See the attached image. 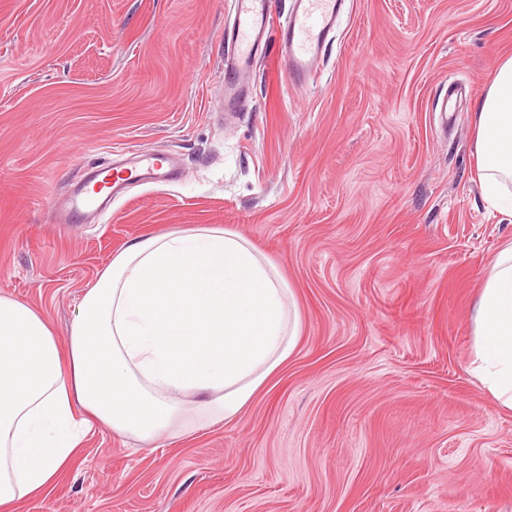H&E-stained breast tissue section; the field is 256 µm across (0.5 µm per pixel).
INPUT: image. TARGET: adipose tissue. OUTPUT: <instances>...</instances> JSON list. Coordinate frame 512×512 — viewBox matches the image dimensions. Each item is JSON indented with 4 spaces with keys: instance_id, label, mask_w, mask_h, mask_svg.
Here are the masks:
<instances>
[{
    "instance_id": "ef3b65f1",
    "label": "adipose tissue",
    "mask_w": 512,
    "mask_h": 512,
    "mask_svg": "<svg viewBox=\"0 0 512 512\" xmlns=\"http://www.w3.org/2000/svg\"><path fill=\"white\" fill-rule=\"evenodd\" d=\"M485 194L512 215V56L475 103ZM277 266L213 225L149 230L84 292L67 348L43 313L0 295V512L45 497L94 424L150 442L236 421L300 339ZM475 322V371L512 409V244L497 255Z\"/></svg>"
}]
</instances>
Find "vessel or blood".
Instances as JSON below:
<instances>
[{
	"instance_id": "b4317fda",
	"label": "vessel or blood",
	"mask_w": 512,
	"mask_h": 512,
	"mask_svg": "<svg viewBox=\"0 0 512 512\" xmlns=\"http://www.w3.org/2000/svg\"><path fill=\"white\" fill-rule=\"evenodd\" d=\"M346 0H294L283 22H275L272 0H232V23L227 29L229 49L224 58V108L238 111L247 104L241 83L260 56L273 53L290 78L307 83L316 73L329 35L335 30ZM179 169L172 156L140 158L114 169L104 197L77 192L73 211H97L111 205L125 187L138 182L176 180Z\"/></svg>"
}]
</instances>
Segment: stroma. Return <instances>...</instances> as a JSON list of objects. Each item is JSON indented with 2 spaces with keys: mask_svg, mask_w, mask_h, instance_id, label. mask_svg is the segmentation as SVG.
Wrapping results in <instances>:
<instances>
[{
  "mask_svg": "<svg viewBox=\"0 0 512 512\" xmlns=\"http://www.w3.org/2000/svg\"><path fill=\"white\" fill-rule=\"evenodd\" d=\"M230 17L231 0H0V295L67 346L113 253L211 224L277 265L300 317L236 422L148 444L95 424L16 512H512V410L472 370L481 288L512 244L472 112L512 55V0H348L315 82L262 56L228 121ZM133 150L176 154L180 180L55 223Z\"/></svg>",
  "mask_w": 512,
  "mask_h": 512,
  "instance_id": "35a3bbf8",
  "label": "stroma"
}]
</instances>
